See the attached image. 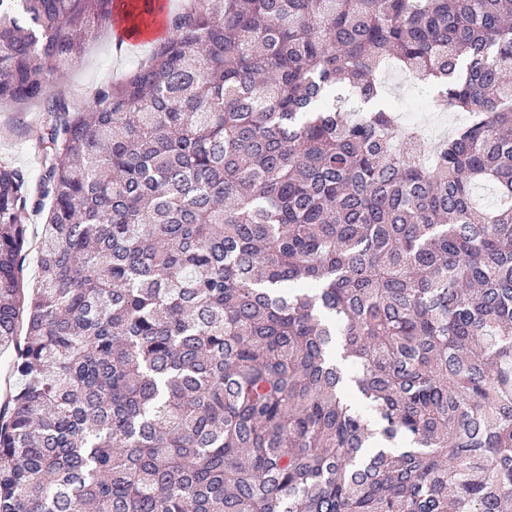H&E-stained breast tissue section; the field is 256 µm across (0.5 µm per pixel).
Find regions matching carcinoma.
Segmentation results:
<instances>
[{
	"label": "carcinoma",
	"instance_id": "obj_1",
	"mask_svg": "<svg viewBox=\"0 0 512 512\" xmlns=\"http://www.w3.org/2000/svg\"><path fill=\"white\" fill-rule=\"evenodd\" d=\"M120 8L0 0V512H512V0H186L75 110ZM169 1V8L168 1H158L161 8L163 5L162 14L150 24L146 32L142 31L134 37H129L126 34L125 25L114 15L112 24L115 47L119 50L126 43L136 46H126L117 51L114 47L112 30L101 32L87 45L79 63L66 66L61 71L57 82L52 85L51 94H65L72 108H81L91 90L102 83L120 81L137 66L148 60L159 44L160 39H157L167 30L166 16L169 9L170 13H176L184 2V0ZM405 76H411L400 69L388 71L387 79L394 100H402L404 105L405 124L416 127L422 135H428L435 127L434 121L438 112L426 110L421 99L417 96L418 90ZM39 119L36 106L0 101V157H7L12 164L28 170L34 177L39 174L34 154ZM22 223L27 224L28 226V256L26 260V276H27V286L31 288L35 283V270H36V259H37V248H34L35 243L39 245L41 242L44 227H45V215H36L34 213L28 212L22 216Z\"/></svg>",
	"mask_w": 512,
	"mask_h": 512
}]
</instances>
